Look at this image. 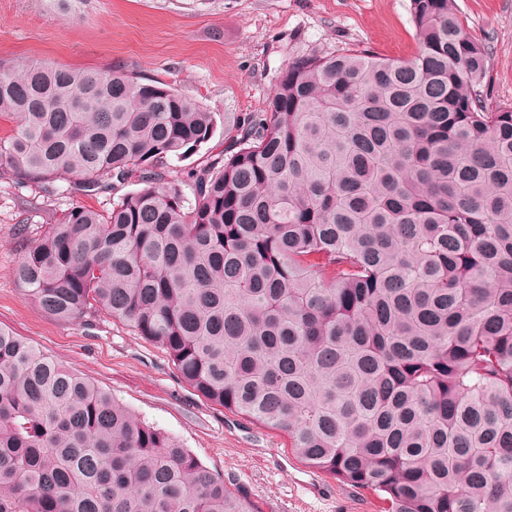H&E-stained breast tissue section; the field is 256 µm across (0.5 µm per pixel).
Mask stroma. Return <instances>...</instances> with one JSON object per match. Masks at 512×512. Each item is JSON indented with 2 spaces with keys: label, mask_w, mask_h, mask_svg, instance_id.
Instances as JSON below:
<instances>
[{
  "label": "stroma",
  "mask_w": 512,
  "mask_h": 512,
  "mask_svg": "<svg viewBox=\"0 0 512 512\" xmlns=\"http://www.w3.org/2000/svg\"><path fill=\"white\" fill-rule=\"evenodd\" d=\"M468 33L486 48V102L512 106V0H456ZM369 51L406 59L417 50L410 0H0V61L122 69L169 84L213 112L217 130L167 168L184 194L224 130L266 108L280 74L314 52ZM82 202L104 212L111 194L45 200L0 169V327L112 393L174 436L260 512H383L369 490L308 467L287 437L197 395L158 345L105 312L67 322L41 309L12 276L18 225L40 237L54 214Z\"/></svg>",
  "instance_id": "stroma-1"
}]
</instances>
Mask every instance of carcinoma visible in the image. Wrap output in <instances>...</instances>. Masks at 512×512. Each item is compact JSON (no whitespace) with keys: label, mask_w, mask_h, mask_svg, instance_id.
<instances>
[{"label":"carcinoma","mask_w":512,"mask_h":512,"mask_svg":"<svg viewBox=\"0 0 512 512\" xmlns=\"http://www.w3.org/2000/svg\"><path fill=\"white\" fill-rule=\"evenodd\" d=\"M418 50L310 54L266 110L154 79L0 63V168L73 204L13 276L64 321L105 311L199 396L288 437L386 512H512V107L455 0H411ZM67 181V187L58 185ZM0 512H259L170 434L0 328Z\"/></svg>","instance_id":"carcinoma-1"}]
</instances>
